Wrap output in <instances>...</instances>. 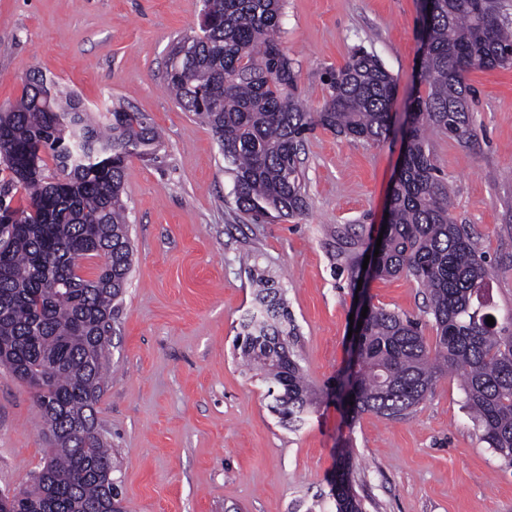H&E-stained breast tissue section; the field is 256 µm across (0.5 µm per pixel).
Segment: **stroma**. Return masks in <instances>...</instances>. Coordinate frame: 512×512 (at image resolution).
<instances>
[{
  "label": "stroma",
  "instance_id": "stroma-1",
  "mask_svg": "<svg viewBox=\"0 0 512 512\" xmlns=\"http://www.w3.org/2000/svg\"><path fill=\"white\" fill-rule=\"evenodd\" d=\"M199 0H0V109L39 69L89 109L121 102L163 133L157 158L131 159L124 200L135 246L113 328V373L97 419L116 457L129 512H330V479L348 453L364 512H512V468L480 438L458 378L443 377L402 419L352 417L334 386L348 362L356 292L336 260L345 242L380 233L403 142L316 129L305 147L307 208L254 224L241 213L210 128L167 93L174 41L197 28ZM419 0H285L280 40L309 110L325 69L357 48L398 80L404 118L419 43ZM473 143L435 135L453 214L470 225L497 276L490 301L512 310V68L474 71ZM276 276L295 326L292 350L317 405L293 428L235 348L252 307L243 255ZM370 305L418 321L435 343L422 288L377 278ZM48 444L28 386L0 367V491L26 487Z\"/></svg>",
  "mask_w": 512,
  "mask_h": 512
}]
</instances>
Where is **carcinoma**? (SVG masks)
Returning a JSON list of instances; mask_svg holds the SVG:
<instances>
[{
    "instance_id": "cac0c4a2",
    "label": "carcinoma",
    "mask_w": 512,
    "mask_h": 512,
    "mask_svg": "<svg viewBox=\"0 0 512 512\" xmlns=\"http://www.w3.org/2000/svg\"><path fill=\"white\" fill-rule=\"evenodd\" d=\"M198 30L176 41L165 82L180 107L202 117L224 156L238 209L255 223L304 211L302 158L317 127L376 142L391 129L396 80L356 49L328 69L329 97L317 112L298 94V71L277 37L284 0H201ZM426 51L410 101L406 147L392 189L385 248L373 276L406 273L426 291L436 343L419 323L371 308L347 381L350 412L398 419L422 403L442 375L458 377L464 407L486 442L512 467V313L487 325L491 273L467 224L456 223L448 180L428 135L476 137L467 75L512 67V0H431ZM0 113V365L34 393L49 452L31 484L0 492V512H124L112 445L95 406L110 362L112 321L133 265L122 199L127 163L161 145L150 118L121 104L95 117L71 90L38 70ZM52 175H46L48 163ZM25 192L27 206L7 201ZM99 259L96 273L78 261ZM255 310L237 337L240 357L264 373L268 395L288 421L314 411V391L290 353L291 317L273 281L260 278Z\"/></svg>"
}]
</instances>
